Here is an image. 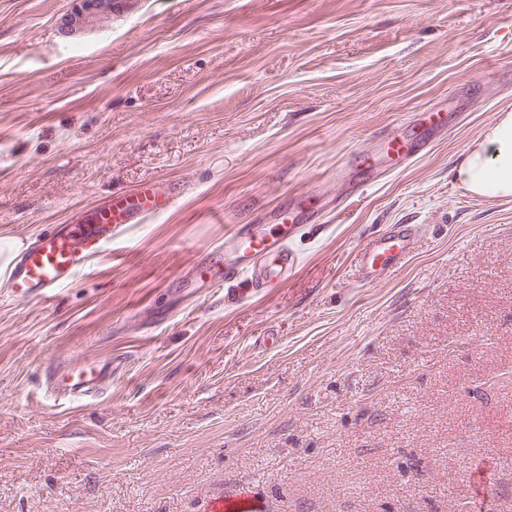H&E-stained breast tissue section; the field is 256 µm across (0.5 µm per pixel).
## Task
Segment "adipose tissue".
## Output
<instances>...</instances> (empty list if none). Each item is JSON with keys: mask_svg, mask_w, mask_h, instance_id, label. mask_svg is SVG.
Here are the masks:
<instances>
[{"mask_svg": "<svg viewBox=\"0 0 512 512\" xmlns=\"http://www.w3.org/2000/svg\"><path fill=\"white\" fill-rule=\"evenodd\" d=\"M458 182L473 196L512 200V109L498 113L455 168Z\"/></svg>", "mask_w": 512, "mask_h": 512, "instance_id": "ef3b65f1", "label": "adipose tissue"}]
</instances>
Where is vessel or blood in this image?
Wrapping results in <instances>:
<instances>
[{"instance_id": "b4317fda", "label": "vessel or blood", "mask_w": 512, "mask_h": 512, "mask_svg": "<svg viewBox=\"0 0 512 512\" xmlns=\"http://www.w3.org/2000/svg\"><path fill=\"white\" fill-rule=\"evenodd\" d=\"M384 155L392 164H400L427 147L426 140H411L394 133L380 138ZM175 198L173 185L157 180L131 191L112 193L87 209L70 224H58L43 232L15 259L9 281L17 301L48 302L55 292L71 284L111 244L115 234L148 217L167 212ZM314 208L296 207L285 213L278 224L234 225L229 242L232 260H222L221 250L201 259L194 267L192 285L215 288L224 281L250 271L256 287L267 288L287 281L296 267L289 241L297 225L315 219ZM416 231L402 226L372 240L362 251L359 271L363 280L372 282L393 272L410 254ZM112 378L108 362L86 361L80 365L63 364L51 371L52 394L57 398L97 401Z\"/></svg>"}]
</instances>
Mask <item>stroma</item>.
Instances as JSON below:
<instances>
[{
  "label": "stroma",
  "instance_id": "stroma-1",
  "mask_svg": "<svg viewBox=\"0 0 512 512\" xmlns=\"http://www.w3.org/2000/svg\"><path fill=\"white\" fill-rule=\"evenodd\" d=\"M75 7L0 0V236L177 195L48 303L0 288V512H512V200L453 172L512 108V0H130L63 33ZM430 108L426 152L357 167ZM308 194L288 281L187 287L231 225ZM394 224L411 256L361 281ZM85 360L106 394L46 399Z\"/></svg>",
  "mask_w": 512,
  "mask_h": 512
}]
</instances>
